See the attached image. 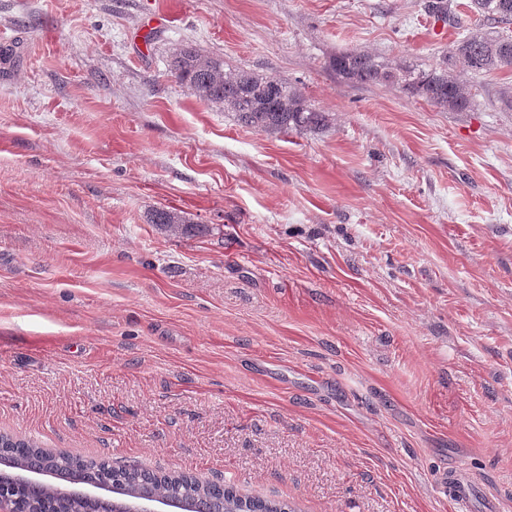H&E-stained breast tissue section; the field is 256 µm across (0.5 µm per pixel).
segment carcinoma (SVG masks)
I'll return each instance as SVG.
<instances>
[{
	"label": "carcinoma",
	"instance_id": "1",
	"mask_svg": "<svg viewBox=\"0 0 512 512\" xmlns=\"http://www.w3.org/2000/svg\"><path fill=\"white\" fill-rule=\"evenodd\" d=\"M469 8L492 24L512 22V0H470ZM429 13L444 22L457 17L448 0H435ZM450 61L474 73L512 69V40L492 32L463 38L453 44L441 64L429 70L390 69L360 50L337 55L332 68L345 80L397 84L437 107L460 112L469 108L472 96L448 75ZM171 69L193 95L236 113L242 124L256 131H311L327 123L326 113L313 108L287 82L229 68L223 56L190 44L175 49ZM153 223L175 235L193 231L183 217L164 209L155 211ZM2 494L16 500L19 512H131L138 500L150 495L180 512H297L286 501L242 495L231 485L85 462L47 452L33 441L9 434L0 436Z\"/></svg>",
	"mask_w": 512,
	"mask_h": 512
}]
</instances>
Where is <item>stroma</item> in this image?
<instances>
[{
	"label": "stroma",
	"mask_w": 512,
	"mask_h": 512,
	"mask_svg": "<svg viewBox=\"0 0 512 512\" xmlns=\"http://www.w3.org/2000/svg\"><path fill=\"white\" fill-rule=\"evenodd\" d=\"M426 4L0 0V432L300 512H455V469L512 512V71L454 68L449 112L329 66L490 29ZM183 44L328 124L242 125ZM153 223L154 224H163L164 227L173 234H188L194 230L193 225L196 224H186V221L183 217L179 216L177 213H173L172 211H167L164 209H160L155 211L153 215Z\"/></svg>",
	"instance_id": "obj_1"
}]
</instances>
